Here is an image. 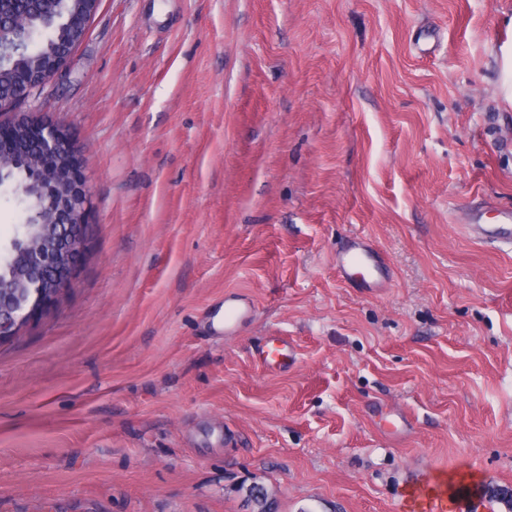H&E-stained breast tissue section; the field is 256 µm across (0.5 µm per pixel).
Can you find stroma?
Returning <instances> with one entry per match:
<instances>
[{"label":"stroma","instance_id":"35a3bbf8","mask_svg":"<svg viewBox=\"0 0 512 512\" xmlns=\"http://www.w3.org/2000/svg\"><path fill=\"white\" fill-rule=\"evenodd\" d=\"M512 0H101L16 104L90 192L70 285L0 341V512H512ZM389 284L336 276L352 235ZM257 311L236 336L225 292ZM299 360L253 361L272 333ZM254 302L236 292L224 294V317L211 322L209 329L212 336H235L243 323L254 313Z\"/></svg>","mask_w":512,"mask_h":512}]
</instances>
